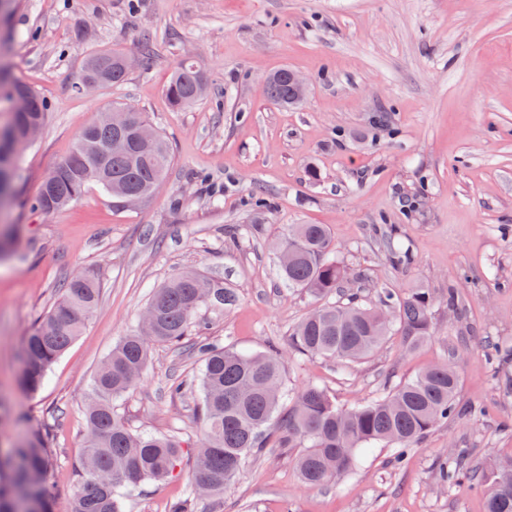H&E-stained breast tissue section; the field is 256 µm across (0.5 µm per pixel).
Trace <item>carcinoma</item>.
<instances>
[{
    "label": "carcinoma",
    "instance_id": "1",
    "mask_svg": "<svg viewBox=\"0 0 512 512\" xmlns=\"http://www.w3.org/2000/svg\"><path fill=\"white\" fill-rule=\"evenodd\" d=\"M124 53L101 50L89 54L75 79L101 88L124 83L128 70ZM206 85L200 69L183 61L165 93L170 105L182 110L197 103ZM271 101L292 105L299 99L288 70L270 74L266 81ZM19 96L32 102V112H11L0 125V146L25 133L31 119L45 123L46 102L26 83L0 71V98L14 104ZM172 158L166 138L159 132L146 143L120 132L103 120H94L78 132L70 153L45 176L31 208L54 214L80 199L95 184L114 201L136 193L149 201L165 182ZM20 163L0 169V206L15 195ZM389 256L398 264L409 260L392 234H381ZM336 247L324 224H290L277 243V253L288 257L278 265L279 279L290 288L315 297L337 296L310 312L292 331L289 347L300 354L358 362L372 356L391 338L413 350L434 334L433 297L426 288L404 293L377 289L378 303L363 302L360 292L344 294L348 271L335 256ZM100 274L94 270L64 283L51 310L37 319L22 347L19 382L37 392L55 360L81 334L100 297ZM235 294L180 272L156 288L148 301L154 319L139 322L122 337L99 366L93 396L84 409L87 441L83 448V476L70 502L69 512H123V500L148 482L171 475L183 454L176 437L132 430L119 412L118 400L135 389L159 345H187L202 362L201 401L197 407L202 437L191 474L192 492L171 503L169 512H196V501L224 493L247 460L266 450L299 448L296 469L311 488H320L353 472L359 451L370 444L391 446L394 460L403 462L410 445L451 417L461 415L455 402L456 373L446 365L419 372L412 380L388 389L384 395L354 408L340 406L327 390L309 385L288 388L283 354L272 345L264 353L247 354L202 336L194 323L204 306H231ZM198 339L186 342L190 328ZM0 466V512H56L55 494L45 480L52 463L47 432H35L5 451ZM463 478L473 481L484 496V512H512V455L495 459L479 472L470 451L457 448L439 458L437 480L451 486Z\"/></svg>",
    "mask_w": 512,
    "mask_h": 512
}]
</instances>
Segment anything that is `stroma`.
I'll list each match as a JSON object with an SVG mask.
<instances>
[{
	"label": "stroma",
	"instance_id": "obj_1",
	"mask_svg": "<svg viewBox=\"0 0 512 512\" xmlns=\"http://www.w3.org/2000/svg\"><path fill=\"white\" fill-rule=\"evenodd\" d=\"M7 10L0 68L31 85L49 115L20 151L14 201L0 208V231L21 225L25 254L0 261V447L49 429L57 512L81 479L95 373L172 275L193 270L234 292L232 307L197 314L211 339L244 352L287 350L317 304L276 276L271 244L292 224L326 225L339 259L369 286L430 289L435 333L415 350L391 341L357 363L287 350L290 389L318 385L353 407L448 362L459 406L485 413L437 426L400 468L390 447L364 451L355 472L321 488L301 482L296 450L266 453L224 495L200 500L199 512H483L468 482L438 484L436 463L453 448L472 449L479 468L512 454V365L495 371L483 352L512 346V0H9ZM145 33L149 67L135 66L118 87L74 89L88 53L139 57ZM184 60L201 68L209 94L176 110L165 89ZM282 68L309 84L288 107L266 92ZM116 101L146 112L168 138L164 190L128 209L92 185L53 215L32 210L80 129ZM380 228L395 229L410 265L390 261ZM86 268L102 275L98 306L41 390L26 394L16 385L20 342L60 284ZM452 287L465 303L458 317L444 303ZM201 368L178 347H155L120 400L132 429L184 447L174 475L144 485L125 512H167L188 493ZM175 376L192 384L180 397L168 392Z\"/></svg>",
	"mask_w": 512,
	"mask_h": 512
}]
</instances>
